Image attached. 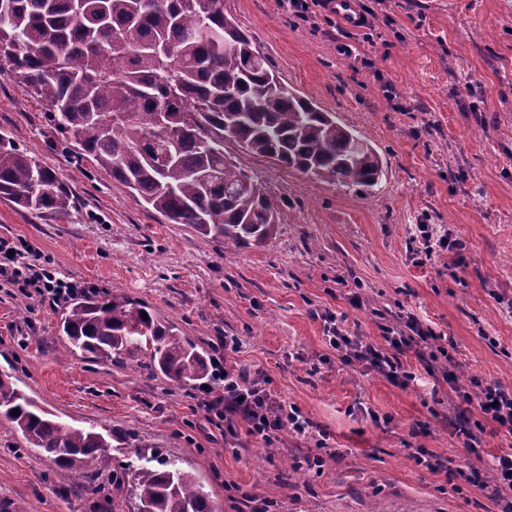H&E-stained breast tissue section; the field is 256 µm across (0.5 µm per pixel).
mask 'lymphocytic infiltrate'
Instances as JSON below:
<instances>
[{
  "mask_svg": "<svg viewBox=\"0 0 512 512\" xmlns=\"http://www.w3.org/2000/svg\"><path fill=\"white\" fill-rule=\"evenodd\" d=\"M0 280L23 288L25 294H34L52 304L81 294L80 283L58 277L55 269L38 262L32 251L20 250L0 240ZM327 339L332 349L346 364L379 373L393 385L408 388L421 375H434L439 357L447 356L443 336L416 316H407L402 325L385 327L383 344L367 342L349 335L338 325L335 314L325 313ZM416 346L429 348L422 358L421 372L404 367L401 357ZM462 409L453 422V429L464 447L476 449L480 439L476 433L480 419L498 424L507 437L512 438V390L499 382L485 381L474 390L458 391ZM215 426L222 435H235L238 422H245L247 432L265 446H273L282 430L309 438L313 424L301 409L276 399L264 375H250L233 367L224 370V394L203 402Z\"/></svg>",
  "mask_w": 512,
  "mask_h": 512,
  "instance_id": "obj_1",
  "label": "lymphocytic infiltrate"
}]
</instances>
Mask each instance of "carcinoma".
<instances>
[{
    "mask_svg": "<svg viewBox=\"0 0 512 512\" xmlns=\"http://www.w3.org/2000/svg\"><path fill=\"white\" fill-rule=\"evenodd\" d=\"M0 59L114 184L171 223L223 239L226 251L264 247L282 223L279 204L226 142L338 186L375 188L385 176L355 130L277 79L224 0H0ZM0 198L53 219L73 206L65 184L6 133ZM58 328L97 361H135L185 387L212 378L207 356L139 303L84 294ZM0 416L67 479L89 472L105 452L100 439H119L51 419L6 373ZM112 486L148 512H212L177 459L130 464Z\"/></svg>",
    "mask_w": 512,
    "mask_h": 512,
    "instance_id": "carcinoma-1",
    "label": "carcinoma"
}]
</instances>
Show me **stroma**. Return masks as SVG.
Masks as SVG:
<instances>
[{"label":"stroma","mask_w":512,"mask_h":512,"mask_svg":"<svg viewBox=\"0 0 512 512\" xmlns=\"http://www.w3.org/2000/svg\"><path fill=\"white\" fill-rule=\"evenodd\" d=\"M355 10L365 23L348 28L300 20L277 0H224L281 82L357 131L386 173L376 190L344 188L227 144L283 212L266 247L236 254L145 209L0 70V132L74 201L54 220L0 199V239L89 292L150 307L212 369L262 371L333 452L321 473L291 479L285 461L316 453L314 440L292 436L271 454L246 431L223 438L198 405L200 389L69 351L57 328L63 306L0 286V372L54 419L122 435L62 485L0 418V512L22 502L34 512H137L113 497L109 478L151 454L180 460L215 512H498L493 485L457 492L411 458L426 448L457 463L490 461L508 445L495 424L484 423L471 453L448 425L457 401L444 381L401 389L342 365L322 316L377 343L384 326L415 314L454 342L459 386L482 378L512 389V0H355ZM421 224L449 229L464 255L418 263ZM224 336L238 337L239 350L223 351Z\"/></svg>","instance_id":"stroma-1"}]
</instances>
